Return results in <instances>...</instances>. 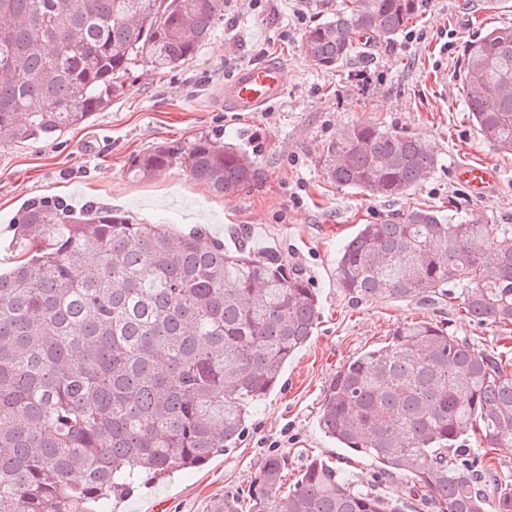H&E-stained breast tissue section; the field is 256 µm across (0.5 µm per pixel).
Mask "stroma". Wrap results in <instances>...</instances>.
Here are the masks:
<instances>
[{
	"label": "stroma",
	"mask_w": 512,
	"mask_h": 512,
	"mask_svg": "<svg viewBox=\"0 0 512 512\" xmlns=\"http://www.w3.org/2000/svg\"><path fill=\"white\" fill-rule=\"evenodd\" d=\"M337 0H224V23L195 57L170 71L136 68L124 95L86 123L50 139L0 145V268L15 255L14 224L25 205L60 197L72 207L95 201L128 212L143 224H164L175 235L197 229L234 248L236 241L276 253L301 268L320 302L309 341L288 360L278 387L250 417L245 440L198 469L161 481H141L112 512H208L214 499L248 484L271 451L296 476L311 456L336 464L362 487L409 497L401 474L376 480V463L348 454L319 428L325 383L353 356L383 342L397 326L424 318H454L457 335L512 348L490 326L447 308L378 299L352 303L336 286L342 242L360 225L417 207L450 211L453 219L494 211L512 224V156L499 153L468 118L461 87L462 53L487 27L512 25V0H419L418 17L394 42L367 41L335 71L318 69L303 50L305 30L325 19ZM281 62L284 91L274 105L235 112L224 85L240 69ZM380 122L429 143L438 164L424 181L389 200L327 182L323 146L348 126ZM204 134L245 144L257 159L253 181L237 193L215 195L172 168L137 179L134 155L178 146ZM483 162L500 183L477 197L454 178L456 165Z\"/></svg>",
	"instance_id": "stroma-1"
}]
</instances>
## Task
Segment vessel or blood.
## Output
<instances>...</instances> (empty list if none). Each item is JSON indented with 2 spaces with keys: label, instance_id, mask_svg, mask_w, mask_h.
<instances>
[{
  "label": "vessel or blood",
  "instance_id": "obj_1",
  "mask_svg": "<svg viewBox=\"0 0 512 512\" xmlns=\"http://www.w3.org/2000/svg\"><path fill=\"white\" fill-rule=\"evenodd\" d=\"M283 67L275 62L260 63L238 71L224 86V105L237 112H251L275 103L283 92ZM455 179L473 194L481 195L500 181L499 170L484 164H464Z\"/></svg>",
  "mask_w": 512,
  "mask_h": 512
}]
</instances>
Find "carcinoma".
Returning a JSON list of instances; mask_svg holds the SVG:
<instances>
[{"label":"carcinoma","instance_id":"obj_1","mask_svg":"<svg viewBox=\"0 0 512 512\" xmlns=\"http://www.w3.org/2000/svg\"><path fill=\"white\" fill-rule=\"evenodd\" d=\"M416 16L417 0H340L305 31V57L334 70L360 38L391 42ZM0 18L2 146L84 123L138 66L191 59L224 21V0H0ZM462 83L477 131L512 154V26L467 46ZM437 162L408 132L369 121L321 155L329 182L390 199ZM175 165L226 195L250 183L256 160L200 136L139 153L130 171ZM18 224L21 249L0 273V512H110L142 476L236 446L320 318L307 278L272 253L227 250L202 232L175 238L100 203L33 201ZM336 286L356 302L452 303L511 335L512 224L387 214L343 244ZM511 365L445 320L406 323L326 382L320 426L379 475L407 476L429 512H512V471L490 456L512 447ZM287 476L271 452L210 512H407L319 458Z\"/></svg>","mask_w":512,"mask_h":512}]
</instances>
